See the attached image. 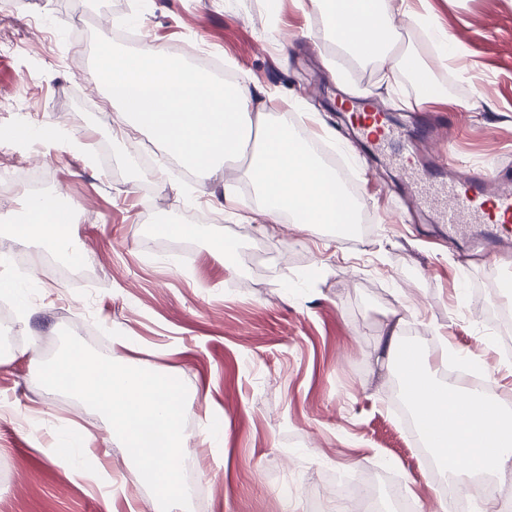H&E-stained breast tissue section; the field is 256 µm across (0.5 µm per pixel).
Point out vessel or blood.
<instances>
[{"instance_id": "vessel-or-blood-1", "label": "vessel or blood", "mask_w": 512, "mask_h": 512, "mask_svg": "<svg viewBox=\"0 0 512 512\" xmlns=\"http://www.w3.org/2000/svg\"><path fill=\"white\" fill-rule=\"evenodd\" d=\"M357 123L372 149L401 172L416 205L432 212L449 237L492 247L512 244L511 164L489 171L471 162L452 177L447 159L421 160L405 132L382 114L367 113Z\"/></svg>"}]
</instances>
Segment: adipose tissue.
Wrapping results in <instances>:
<instances>
[{
    "label": "adipose tissue",
    "mask_w": 512,
    "mask_h": 512,
    "mask_svg": "<svg viewBox=\"0 0 512 512\" xmlns=\"http://www.w3.org/2000/svg\"><path fill=\"white\" fill-rule=\"evenodd\" d=\"M303 7L329 15L327 37L356 61L384 68L392 82L409 73L424 100L445 102L429 67L415 62L413 52H395L386 0H305ZM97 58L108 77L107 102L120 111L123 136L150 133L201 181L251 150L242 175L254 187V212L262 223L277 224L289 215L305 229L334 225L345 233L354 231L360 208L337 184L335 171L294 134L288 113L252 111L255 90L248 78L218 84L153 45L119 51L105 41ZM75 221L73 210L44 196L26 199L6 230L19 240L38 237L67 252L72 243L59 231ZM378 347L386 367L402 380L409 401L421 403L420 421L436 456H468L465 468L449 467L451 476L470 485L481 471L512 473L511 419L474 395L435 384L422 361L404 354L398 326L379 337Z\"/></svg>",
    "instance_id": "obj_1"
}]
</instances>
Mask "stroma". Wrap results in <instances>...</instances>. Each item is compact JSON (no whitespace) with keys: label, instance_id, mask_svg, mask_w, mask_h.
<instances>
[{"label":"stroma","instance_id":"stroma-1","mask_svg":"<svg viewBox=\"0 0 512 512\" xmlns=\"http://www.w3.org/2000/svg\"><path fill=\"white\" fill-rule=\"evenodd\" d=\"M0 0V128L61 123L44 141H0V169L45 172L59 203L80 214L66 228L98 268L93 291L42 274V297L19 279L14 300L23 338L0 352V512H160L146 485L133 482L107 423L82 402L37 381L38 366L70 319L99 336L131 340L120 355L184 381L194 401L184 468L203 492L202 512H308L309 498L336 474L363 475L385 463L400 475L415 512H441L443 498L417 446L397 419L394 381L375 351L399 323L431 372L447 380L444 347L476 361L497 402L512 405V375L498 354L512 345L501 282L512 254L495 261L432 237L434 221L416 211L400 173L357 138L343 105L397 113L409 123L428 112L410 76L387 88L376 65L361 64L324 36L326 20L298 0ZM424 10L461 53L439 63L430 30L404 25L410 48L453 99L444 108L457 130L454 157L486 166L512 161V0H425ZM111 15L166 52L191 46L193 64L214 62L247 76L261 93L256 112L297 105L302 134L317 133L354 171L367 205L366 232L348 240L293 222L264 230L237 223L254 188L226 168L189 183L180 165L130 167L126 140L86 106L103 99L96 72L99 41L85 25ZM203 209L217 223L192 237L164 238L153 227L181 223ZM233 238L235 272L215 250ZM96 438L76 464L51 454L74 432ZM111 468L125 491L113 496L80 469L87 457Z\"/></svg>","mask_w":512,"mask_h":512}]
</instances>
